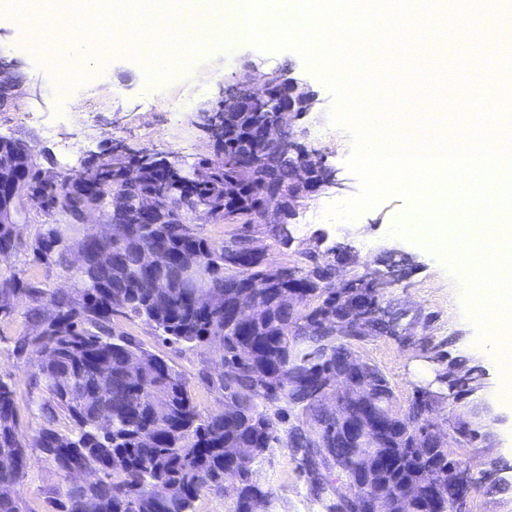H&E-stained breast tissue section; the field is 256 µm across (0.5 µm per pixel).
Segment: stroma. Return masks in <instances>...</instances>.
<instances>
[{"instance_id": "stroma-1", "label": "stroma", "mask_w": 512, "mask_h": 512, "mask_svg": "<svg viewBox=\"0 0 512 512\" xmlns=\"http://www.w3.org/2000/svg\"><path fill=\"white\" fill-rule=\"evenodd\" d=\"M20 35L9 11H0V55L16 60L13 86L0 95V137L29 144L41 168L57 173H79L105 156L113 143L134 151L160 152L192 165L200 157L213 156L214 145L199 125L196 111L206 102H217L235 73L247 60L262 59L267 66L291 70L308 82L317 95L312 112L292 120L294 138L319 151L341 184L312 194L288 224L286 243L274 242L266 225L219 224L190 217L189 222L205 237L226 241L247 233L266 262L275 267L306 268L307 252L331 261L337 247H347L354 257L344 269L346 278L359 277L364 268L386 270L389 263L405 259L407 274L384 293L400 313L394 335H372L357 342L361 359L377 365L388 379L398 409H407L416 390L427 387L445 392L438 373L455 367L464 372L481 370L484 388L462 400L443 401L431 418L444 431L464 424L473 432L464 440L449 439L454 458L471 462L476 485L464 512H512V459L501 448L512 432V406L502 403L498 392L503 378L480 348L475 326L461 296V285L445 261L412 236L397 237L393 230L408 202L391 194L352 221H331L323 211L334 202L355 196L356 178L347 167L357 132L333 124L334 98L317 73L292 49L264 50L248 43L230 50L184 58L169 79L148 83L142 63L115 43L104 44L105 65L92 82L69 84L67 75L52 56L19 48ZM108 217L106 210L92 212L85 222L69 223L41 210H31L26 223L17 225L22 242L17 252L0 256V282L16 279L43 289L41 297L20 294L12 298L9 313H0V378L13 383L18 431L32 438L43 427L40 406L48 395L36 385L38 355L30 338L40 331L37 313H50L49 297L73 293L74 280L66 269L36 259L33 241L49 226H56L71 242L96 232ZM114 333L129 336L143 348L165 359L187 381L201 415L220 410L224 395L218 388L223 373L220 345L190 349L164 342L154 327L137 318L116 316ZM285 419L278 442L256 458L252 479L266 493L256 512H334L340 497L351 488L344 474L329 470V483L314 494L300 454L288 446L289 431L315 438L316 428L301 408L281 403ZM28 466L21 482L27 512H58L57 502L70 483L52 459L36 448L28 449Z\"/></svg>"}]
</instances>
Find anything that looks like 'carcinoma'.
Returning a JSON list of instances; mask_svg holds the SVG:
<instances>
[{"mask_svg":"<svg viewBox=\"0 0 512 512\" xmlns=\"http://www.w3.org/2000/svg\"><path fill=\"white\" fill-rule=\"evenodd\" d=\"M220 148L216 157L198 162L206 178L178 192L164 212L142 216L138 223H122L119 241L101 244L86 234L77 248L97 254L112 251L99 261L75 269L77 296L53 294V311L42 333L33 337L37 347L52 349L50 358L38 360L37 378L50 396L41 407L46 424L26 443L17 432L15 389L0 379V456L15 458L12 469H0V512H22L17 486L27 466L26 448L47 454L60 470L71 464L101 474L90 485H71L59 501L60 512H195L204 492L232 494L236 512H253L266 493L251 481V463L279 440L282 418L269 408L286 401L300 406L316 425L321 440L289 432L288 444L302 452L313 476L312 490L325 489L319 466L334 461L342 473L364 485L365 508L370 501L399 486H414L420 495L405 512H448L455 491L448 485L449 452L426 441L424 413L440 399L427 401L416 394L406 414L395 407L392 388L379 368L362 362L363 377L374 393L352 403V414L364 418V406L374 405L389 429L383 437L365 436L361 448H338L331 435L334 420L321 400L311 398L308 385L291 387L282 373L290 370L308 380L336 374L353 360V342L361 340L345 321L351 306L379 297V290L361 282L347 293L336 288V272L352 258L340 253L332 262L307 255L310 280L281 281L275 291L251 288L249 282L267 279L272 268L260 257L235 261L249 252L246 236L233 244L200 236L186 222L183 210L204 205L209 218L222 224H256L265 186L288 175V162L272 145L270 121L263 113L223 115L214 133ZM260 153L258 164L247 168L239 155ZM124 161L111 156L100 164V178L85 184L64 178L34 163L31 150L20 140H0V183L11 187L0 201L21 214L35 205L30 192L40 194L36 204L46 215L61 213L70 223L91 208H99L117 194L133 200L161 192L174 182L173 174L145 162L136 182L121 178ZM20 247L14 226L0 224V255ZM151 248L166 261L158 267L142 263V251ZM34 255L64 264L72 250L69 239L50 228L31 244ZM191 265L204 271L205 287H182L179 270ZM23 291L38 296L28 284L0 283V313L11 308L10 299ZM130 314L161 331L163 340L190 349L223 341L224 374L219 388L232 408L202 416L187 382L162 358L133 340L116 336L109 327L112 316ZM448 383L460 400L483 387L481 373L460 376L448 369ZM74 426L70 435L54 428L58 414ZM253 454L242 459L236 449ZM174 486L164 500L153 497L160 481Z\"/></svg>","mask_w":512,"mask_h":512,"instance_id":"obj_1","label":"carcinoma"}]
</instances>
